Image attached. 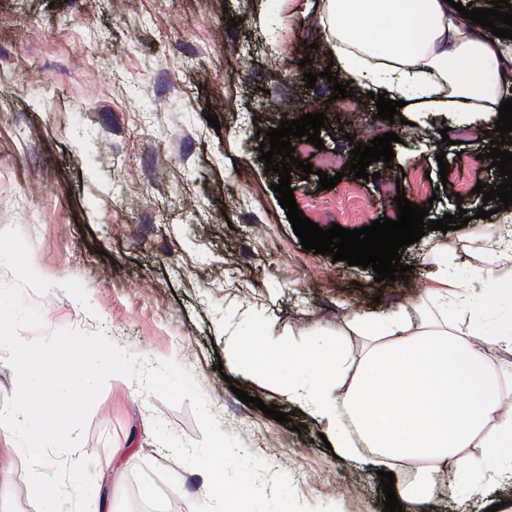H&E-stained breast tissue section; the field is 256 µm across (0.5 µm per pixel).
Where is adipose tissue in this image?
<instances>
[{"label": "adipose tissue", "instance_id": "1", "mask_svg": "<svg viewBox=\"0 0 512 512\" xmlns=\"http://www.w3.org/2000/svg\"><path fill=\"white\" fill-rule=\"evenodd\" d=\"M322 37L336 70L364 92L386 93L410 112L480 113L498 119L512 89L490 80L499 60L512 57V39H485L469 29L447 0H323ZM485 288L472 301L468 288L432 276L422 304L407 316H366L353 311L347 331L367 337L355 369L337 347L315 345L282 364L284 397L302 403L339 458L392 472L404 512H419L439 468L452 466L455 484L482 493L512 482V367L498 365L487 346L512 348V302L494 267L476 269ZM477 308L493 326L449 320V309ZM348 378L338 388L339 378ZM355 421L366 446L356 449L343 430Z\"/></svg>", "mask_w": 512, "mask_h": 512}]
</instances>
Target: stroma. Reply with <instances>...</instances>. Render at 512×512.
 Listing matches in <instances>:
<instances>
[{"label": "stroma", "mask_w": 512, "mask_h": 512, "mask_svg": "<svg viewBox=\"0 0 512 512\" xmlns=\"http://www.w3.org/2000/svg\"><path fill=\"white\" fill-rule=\"evenodd\" d=\"M320 27V0H135L127 9L117 0H0V230L21 231L34 270L51 283L44 293H25L43 319L29 340L62 329L102 332L146 364L177 361L221 431L287 473L303 506L383 512L375 470L334 458L320 426L282 397L278 359L262 354L254 374L222 377L224 336L279 337L295 350L327 340L357 365L363 340L345 331L343 314L352 307L367 315L413 312L437 268L431 246L449 240V277L479 292L474 269L495 264L483 243L512 226V208L474 191L477 183L501 182L498 169L470 165L489 138L444 145L440 131L458 127L457 117L409 112L392 123L377 119L370 99L336 111L326 79L306 86L301 59L328 52L314 44ZM286 88L297 103L284 109L285 119L326 115V151L349 153V134L369 120L378 133L399 136L392 164L369 165V181L349 175L322 190L318 175L293 170L305 217L323 210L332 218L322 229L357 228L343 199L349 186L367 221L391 216L396 203L380 193L384 180L429 206L430 219L466 210L467 226L427 232L402 248L410 271L395 282L304 250L272 190L279 176L259 159L270 127L264 116ZM79 108L87 115L81 122ZM160 112L172 113L167 125L158 124ZM210 113L219 128L209 125ZM36 121L52 151L29 138ZM164 153L176 177L160 193L155 164ZM416 171L430 174L420 193L411 190ZM461 190L467 196L459 202ZM484 205L492 210L486 219L476 215ZM240 389L287 413L290 424L244 404ZM157 420L187 443L203 438L189 404L169 406L122 376L104 388L81 442L97 512H194L205 501L208 486L196 468L156 440ZM7 466L14 470L5 492L10 512H36L25 456L14 434L0 431V467ZM455 481L453 468H440L424 512H487L495 504L512 512V485L480 496L464 488L451 501L443 490Z\"/></svg>", "instance_id": "stroma-1"}]
</instances>
